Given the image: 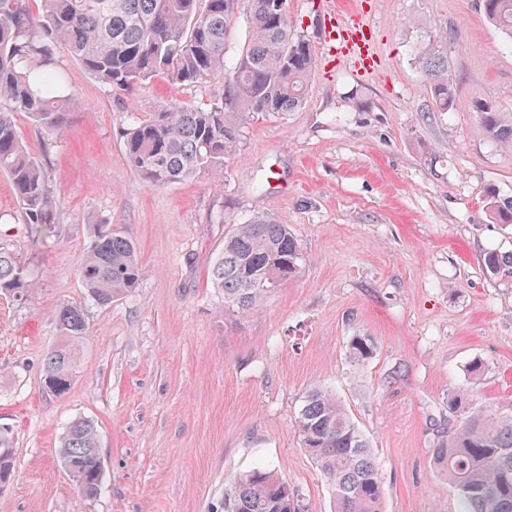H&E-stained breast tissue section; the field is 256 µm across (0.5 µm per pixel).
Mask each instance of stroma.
Wrapping results in <instances>:
<instances>
[{
	"instance_id": "35a3bbf8",
	"label": "stroma",
	"mask_w": 512,
	"mask_h": 512,
	"mask_svg": "<svg viewBox=\"0 0 512 512\" xmlns=\"http://www.w3.org/2000/svg\"><path fill=\"white\" fill-rule=\"evenodd\" d=\"M344 5L366 12L377 72L328 55L322 0H288L315 56L305 101L250 117L219 180L151 185L128 164L123 132L164 105L220 100L226 80L157 77L116 93L53 44L75 99L66 126L44 132L16 115L57 203L49 237L33 236L0 172V247L32 283L24 297L0 295V424L15 437L0 512H223L226 478L255 467L286 480L301 512H333L293 429L315 386L335 392L369 438L382 512H458L459 493L434 462L456 424L449 395L512 413V275L484 266L487 251L512 250V224L494 223L483 198L489 184L512 196V146L490 139L474 110L487 100L512 113V47L480 0ZM449 30L457 95L441 112L414 50ZM258 215L288 225L302 263L242 314L212 288L209 264L234 225ZM95 224L124 231L140 263L136 287L105 307L77 273ZM66 304L84 307L87 333L71 388L56 396L41 365L61 340ZM358 334L375 342L360 363L348 352ZM80 417L101 443L94 498L59 461Z\"/></svg>"
}]
</instances>
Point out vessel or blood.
Listing matches in <instances>:
<instances>
[{"mask_svg":"<svg viewBox=\"0 0 512 512\" xmlns=\"http://www.w3.org/2000/svg\"><path fill=\"white\" fill-rule=\"evenodd\" d=\"M329 26L325 31L326 39L332 44L338 58L347 59L363 73H374L379 61L373 50L370 30L361 20H347L337 9H329L327 13Z\"/></svg>","mask_w":512,"mask_h":512,"instance_id":"1","label":"vessel or blood"}]
</instances>
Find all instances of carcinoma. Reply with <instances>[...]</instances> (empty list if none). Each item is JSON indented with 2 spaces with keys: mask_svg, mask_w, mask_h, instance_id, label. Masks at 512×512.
<instances>
[{
  "mask_svg": "<svg viewBox=\"0 0 512 512\" xmlns=\"http://www.w3.org/2000/svg\"><path fill=\"white\" fill-rule=\"evenodd\" d=\"M43 16L34 19L26 0H0V171L6 173L34 235L55 224L57 204L43 169L18 133L13 114L26 113L44 131H56L74 106L62 90L51 44H65L93 78L130 93L162 77L174 84H203L224 77V39L230 18L240 9L249 21V44L229 73L224 98L205 108L167 107L148 112L124 132L129 165L153 185L201 174L221 179L224 165L240 146L239 121L256 112H292L305 100L314 69L309 42L295 34L288 7L272 0H42ZM485 18L512 46V0H482ZM416 63L430 85L440 112L453 106L457 86L448 66V35L430 37L416 48ZM475 112L487 136L512 145V113L488 101ZM487 210L496 222L512 224V197L484 189ZM301 249L288 231L267 216L237 224L212 259L213 287L224 306L248 312L299 273ZM486 269L512 274V252H490ZM134 242L119 229L93 227V239L78 275L88 297L100 306L139 280ZM31 283L23 266L0 247V293L22 297ZM68 337L47 354L43 381L66 394L79 360L85 331L80 305L57 313ZM369 336H354L350 354L364 361L373 354ZM458 422L437 443L434 461L457 488L462 512H512V414L492 413L461 395L448 398ZM304 450L323 474L334 512H382L383 480L367 437L336 395L311 389L294 419ZM94 423L72 420L59 451L63 469L81 493L101 491L103 467ZM14 471L12 433L0 431V480ZM224 512H300L295 491L276 472L255 468L224 486Z\"/></svg>",
  "mask_w": 512,
  "mask_h": 512,
  "instance_id": "carcinoma-1",
  "label": "carcinoma"
}]
</instances>
